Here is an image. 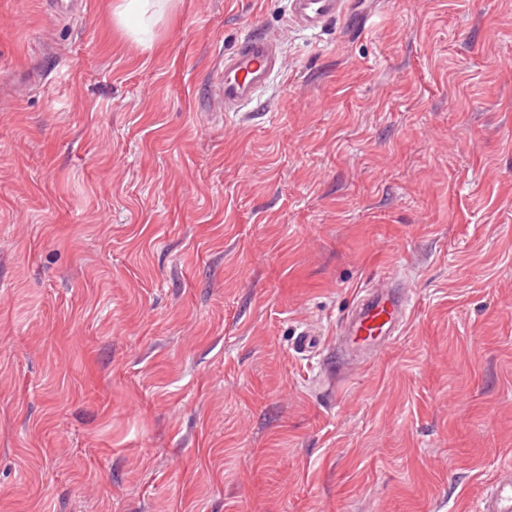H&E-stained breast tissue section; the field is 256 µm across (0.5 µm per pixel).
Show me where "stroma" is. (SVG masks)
Wrapping results in <instances>:
<instances>
[{
  "label": "stroma",
  "mask_w": 512,
  "mask_h": 512,
  "mask_svg": "<svg viewBox=\"0 0 512 512\" xmlns=\"http://www.w3.org/2000/svg\"><path fill=\"white\" fill-rule=\"evenodd\" d=\"M0 0V512H476L512 471V0ZM286 67L204 91L244 33ZM67 57V71L57 68ZM403 332L320 367L358 292ZM172 0H121L114 16L120 30L128 37L151 49L153 28ZM350 0H289V18L303 29H316L336 18L346 20L351 29L365 28L371 16L349 10ZM279 39L261 32L242 36L224 53V66L211 84L213 98L224 112H241L259 100V93L285 68Z\"/></svg>",
  "instance_id": "stroma-1"
}]
</instances>
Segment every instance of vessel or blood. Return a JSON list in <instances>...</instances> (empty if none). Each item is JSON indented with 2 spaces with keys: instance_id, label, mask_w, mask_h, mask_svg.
Masks as SVG:
<instances>
[{
  "instance_id": "b4317fda",
  "label": "vessel or blood",
  "mask_w": 512,
  "mask_h": 512,
  "mask_svg": "<svg viewBox=\"0 0 512 512\" xmlns=\"http://www.w3.org/2000/svg\"><path fill=\"white\" fill-rule=\"evenodd\" d=\"M289 17L303 29H316L342 18L348 27H366L368 13H353L349 0H289ZM285 67L279 39L251 32L224 55V65L211 84L213 98L225 111L238 112L257 102L261 90ZM411 286L403 277L379 281L363 290L339 324L336 352L341 363L363 364L366 357L400 335L412 310ZM477 512H512V477L492 484L479 501Z\"/></svg>"
}]
</instances>
